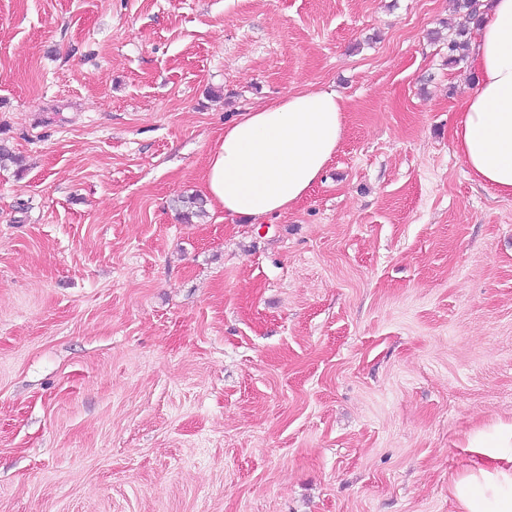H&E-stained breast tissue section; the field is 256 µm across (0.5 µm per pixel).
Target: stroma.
Returning <instances> with one entry per match:
<instances>
[{
    "mask_svg": "<svg viewBox=\"0 0 512 512\" xmlns=\"http://www.w3.org/2000/svg\"><path fill=\"white\" fill-rule=\"evenodd\" d=\"M454 0H0V512H458L512 423V196L452 135ZM334 89L310 194H202L225 124Z\"/></svg>",
    "mask_w": 512,
    "mask_h": 512,
    "instance_id": "1",
    "label": "stroma"
}]
</instances>
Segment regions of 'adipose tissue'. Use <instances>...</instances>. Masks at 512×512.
I'll list each match as a JSON object with an SVG mask.
<instances>
[{
    "label": "adipose tissue",
    "mask_w": 512,
    "mask_h": 512,
    "mask_svg": "<svg viewBox=\"0 0 512 512\" xmlns=\"http://www.w3.org/2000/svg\"><path fill=\"white\" fill-rule=\"evenodd\" d=\"M471 58L478 80L460 105L453 146L482 185L512 196V0H486ZM335 90H301L243 113L207 159L204 195L230 217L261 219L307 197L344 135ZM490 462L454 480L460 512H512V424L475 436Z\"/></svg>",
    "instance_id": "ef3b65f1"
}]
</instances>
